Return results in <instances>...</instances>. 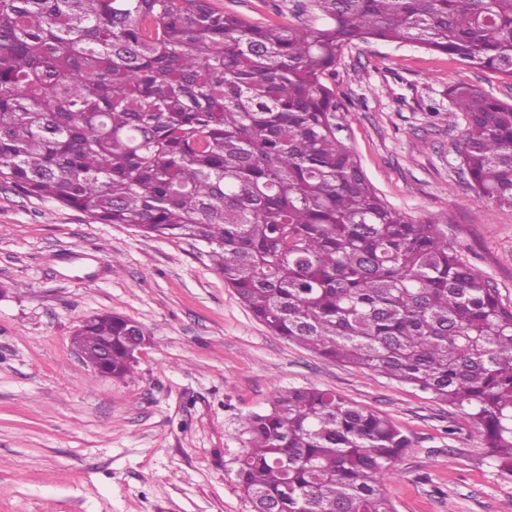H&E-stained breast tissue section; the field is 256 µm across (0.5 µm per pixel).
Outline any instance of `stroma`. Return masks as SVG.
<instances>
[{"label": "stroma", "mask_w": 512, "mask_h": 512, "mask_svg": "<svg viewBox=\"0 0 512 512\" xmlns=\"http://www.w3.org/2000/svg\"><path fill=\"white\" fill-rule=\"evenodd\" d=\"M261 23L315 22L311 0H211ZM340 137L378 196L448 241L512 305V208L481 202L448 122L449 84L512 101V82L410 42L346 49L326 78ZM139 323L132 376L95 373L72 338L90 315ZM316 386L412 440L384 491L397 512H512L463 414L378 373L273 334L204 243L146 238L0 181V512H251L234 476L244 423L275 390Z\"/></svg>", "instance_id": "1"}]
</instances>
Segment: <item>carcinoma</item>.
Listing matches in <instances>:
<instances>
[{"mask_svg": "<svg viewBox=\"0 0 512 512\" xmlns=\"http://www.w3.org/2000/svg\"><path fill=\"white\" fill-rule=\"evenodd\" d=\"M316 26L254 23L210 0H0V180L102 224L207 245L275 334L466 415L512 473V306L410 221L338 137L324 83L358 42H412L512 81V0H312ZM482 201L512 207V103L448 87ZM138 323L80 332L133 373ZM235 479L252 512H396L384 486L411 439L315 386L247 418Z\"/></svg>", "mask_w": 512, "mask_h": 512, "instance_id": "1", "label": "carcinoma"}]
</instances>
